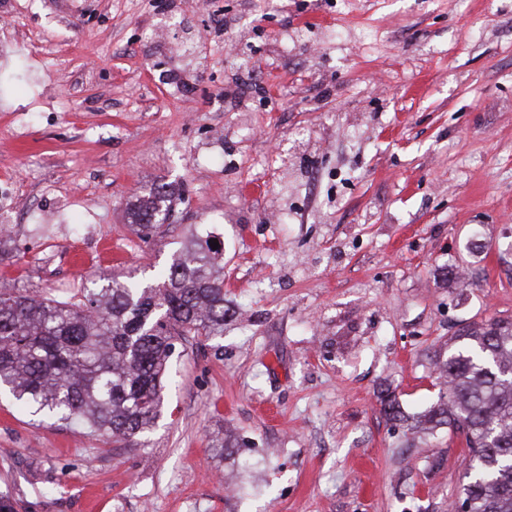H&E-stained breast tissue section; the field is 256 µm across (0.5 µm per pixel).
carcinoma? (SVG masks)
I'll return each mask as SVG.
<instances>
[{"instance_id":"1","label":"carcinoma","mask_w":512,"mask_h":512,"mask_svg":"<svg viewBox=\"0 0 512 512\" xmlns=\"http://www.w3.org/2000/svg\"><path fill=\"white\" fill-rule=\"evenodd\" d=\"M176 200L183 196L173 185L153 187L129 203L130 224L151 235ZM211 252L210 237L194 238L154 286L114 279L76 300L0 290V391L92 436L147 434L176 344L224 334V276ZM455 341L436 362L441 388L425 419L463 432L466 512H512V322L469 327Z\"/></svg>"}]
</instances>
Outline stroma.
<instances>
[{
    "instance_id": "stroma-1",
    "label": "stroma",
    "mask_w": 512,
    "mask_h": 512,
    "mask_svg": "<svg viewBox=\"0 0 512 512\" xmlns=\"http://www.w3.org/2000/svg\"><path fill=\"white\" fill-rule=\"evenodd\" d=\"M186 2L0 0V182L22 194L0 289L155 284L195 232L234 312L179 345L133 442L0 396V496L448 512L465 439L417 419L455 332L512 320V0ZM160 183L186 201L144 238L128 204Z\"/></svg>"
}]
</instances>
